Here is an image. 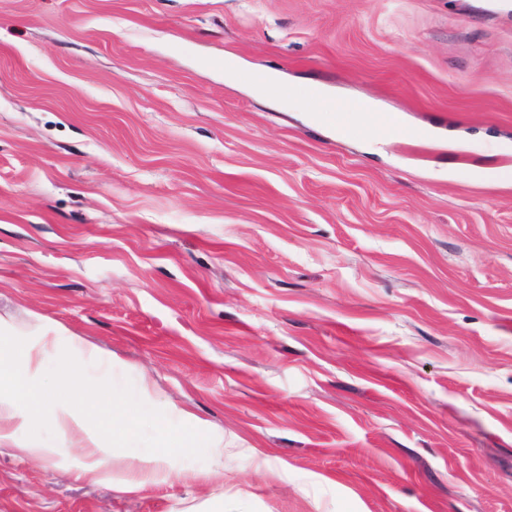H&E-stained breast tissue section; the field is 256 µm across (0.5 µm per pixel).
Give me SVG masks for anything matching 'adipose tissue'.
I'll return each mask as SVG.
<instances>
[{"label": "adipose tissue", "mask_w": 512, "mask_h": 512, "mask_svg": "<svg viewBox=\"0 0 512 512\" xmlns=\"http://www.w3.org/2000/svg\"><path fill=\"white\" fill-rule=\"evenodd\" d=\"M55 333V328L42 326L29 336L20 332L13 318L0 316V441L49 427L62 436V443L35 439L21 446V453L31 459L63 458L69 448L80 449L84 463L78 476L96 484L111 473L113 452L89 429L87 415L96 414L122 433L134 413L113 391L109 374H102L95 384L87 383L85 366L92 354L78 340H71L65 366L48 376V360L60 354ZM200 446L210 459L211 474H221L223 437L206 435L200 423L190 420L175 438L152 453L129 456L136 477L124 480V487L136 489L158 480L186 478L181 459Z\"/></svg>", "instance_id": "adipose-tissue-1"}]
</instances>
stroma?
Listing matches in <instances>:
<instances>
[{
  "label": "stroma",
  "instance_id": "1",
  "mask_svg": "<svg viewBox=\"0 0 512 512\" xmlns=\"http://www.w3.org/2000/svg\"><path fill=\"white\" fill-rule=\"evenodd\" d=\"M352 102L403 133L339 132ZM504 170L512 11L0 0V315L224 436L133 492L2 444L0 512H512Z\"/></svg>",
  "mask_w": 512,
  "mask_h": 512
}]
</instances>
